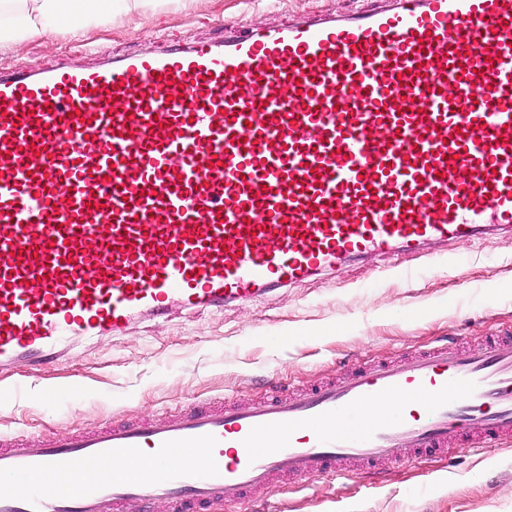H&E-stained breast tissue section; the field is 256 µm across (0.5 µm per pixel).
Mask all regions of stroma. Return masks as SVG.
<instances>
[{"mask_svg":"<svg viewBox=\"0 0 512 512\" xmlns=\"http://www.w3.org/2000/svg\"><path fill=\"white\" fill-rule=\"evenodd\" d=\"M369 0H162L128 16L103 11L83 35L56 31L0 47V70L91 65L222 39L314 14L353 13ZM512 331V235L457 242L442 255L370 256L335 272L221 309H176L115 337L72 336L57 363L0 375V433L37 436L127 418L167 417L196 404L249 401L272 384L304 388L341 368L374 365L435 340L473 344ZM80 383L79 394L69 391ZM209 512H512V443L454 459L399 449L380 479L279 482Z\"/></svg>","mask_w":512,"mask_h":512,"instance_id":"stroma-1","label":"stroma"}]
</instances>
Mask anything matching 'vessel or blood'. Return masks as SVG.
I'll return each mask as SVG.
<instances>
[{
	"mask_svg": "<svg viewBox=\"0 0 512 512\" xmlns=\"http://www.w3.org/2000/svg\"><path fill=\"white\" fill-rule=\"evenodd\" d=\"M512 232V0H375L0 71V372L179 306ZM384 411H376L378 403ZM512 441V334L249 402L0 435V512H205L284 478ZM55 485L48 494L44 485Z\"/></svg>",
	"mask_w": 512,
	"mask_h": 512,
	"instance_id": "1",
	"label": "vessel or blood"
}]
</instances>
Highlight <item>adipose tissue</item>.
Segmentation results:
<instances>
[{
	"label": "adipose tissue",
	"instance_id": "1",
	"mask_svg": "<svg viewBox=\"0 0 512 512\" xmlns=\"http://www.w3.org/2000/svg\"><path fill=\"white\" fill-rule=\"evenodd\" d=\"M101 0H0V46L17 43L57 27L72 12V30L83 32L100 19Z\"/></svg>",
	"mask_w": 512,
	"mask_h": 512
}]
</instances>
